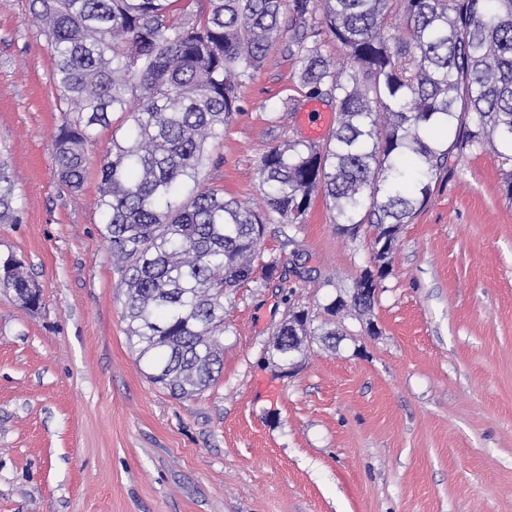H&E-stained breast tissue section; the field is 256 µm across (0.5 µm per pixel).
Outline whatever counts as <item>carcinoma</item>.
<instances>
[{
  "mask_svg": "<svg viewBox=\"0 0 512 512\" xmlns=\"http://www.w3.org/2000/svg\"><path fill=\"white\" fill-rule=\"evenodd\" d=\"M31 0L30 20L54 58L50 80L65 120L52 136L61 182L82 190L96 131L114 112L130 124L98 163L103 238L126 287L128 337L153 383L179 399L217 381L224 358V296L252 281L284 279L263 260L265 225L297 230L312 197L336 212V229L371 235L375 270L346 296L389 274L401 226L428 202L442 173L467 149L489 145L512 162V0ZM288 14L284 36L282 14ZM344 49L336 63L321 36ZM299 63L308 95L336 103L338 120L318 144L288 141L258 164L262 211L201 186L208 140L241 110V91L269 49ZM7 166L0 165V223H18ZM23 262L0 256V288L29 302ZM339 295L329 319L293 326L275 349L300 337L336 345Z\"/></svg>",
  "mask_w": 512,
  "mask_h": 512,
  "instance_id": "cac0c4a2",
  "label": "carcinoma"
}]
</instances>
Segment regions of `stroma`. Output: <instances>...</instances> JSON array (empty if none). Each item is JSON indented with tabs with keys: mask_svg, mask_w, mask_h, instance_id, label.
<instances>
[{
	"mask_svg": "<svg viewBox=\"0 0 512 512\" xmlns=\"http://www.w3.org/2000/svg\"><path fill=\"white\" fill-rule=\"evenodd\" d=\"M29 7L0 0V160L20 209L0 253L43 305L0 289V512H512V168L466 151L401 227L369 319L337 317V348L309 342L291 374L268 356L288 303L324 319L371 268L370 238L340 234L320 196L294 244L266 225L265 257L303 276L233 291L218 381L177 399L129 342L97 167L76 195L56 174L64 114ZM298 71L272 47L203 185L260 206L262 155L307 137Z\"/></svg>",
	"mask_w": 512,
	"mask_h": 512,
	"instance_id": "1",
	"label": "stroma"
}]
</instances>
